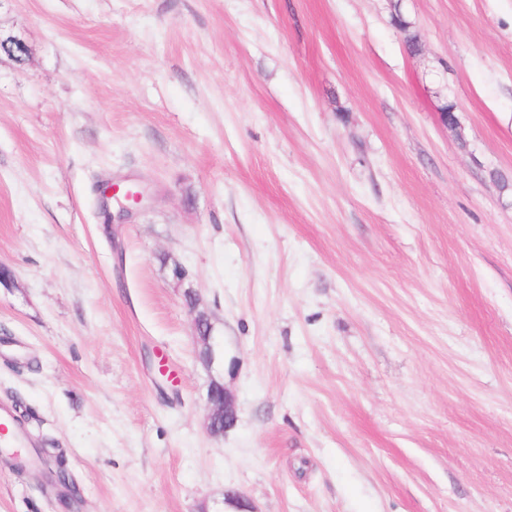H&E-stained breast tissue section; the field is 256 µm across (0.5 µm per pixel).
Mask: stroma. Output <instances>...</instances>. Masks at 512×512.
<instances>
[{
	"label": "stroma",
	"instance_id": "35a3bbf8",
	"mask_svg": "<svg viewBox=\"0 0 512 512\" xmlns=\"http://www.w3.org/2000/svg\"><path fill=\"white\" fill-rule=\"evenodd\" d=\"M0 32V406L80 496L0 465V512H512V0H0ZM112 179L150 200L109 227ZM169 257L236 360L221 438Z\"/></svg>",
	"mask_w": 512,
	"mask_h": 512
}]
</instances>
